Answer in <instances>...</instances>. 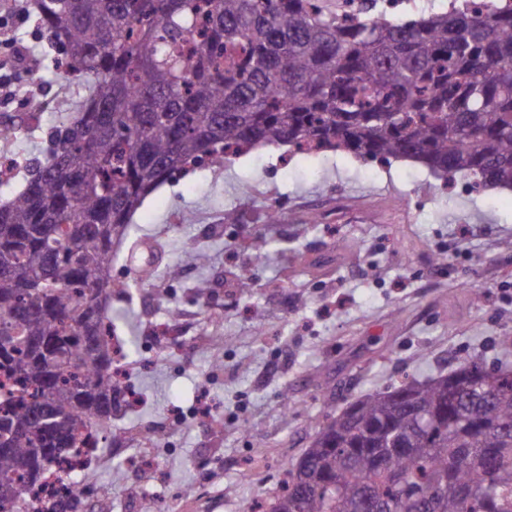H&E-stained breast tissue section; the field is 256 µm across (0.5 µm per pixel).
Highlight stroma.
I'll list each match as a JSON object with an SVG mask.
<instances>
[{
    "mask_svg": "<svg viewBox=\"0 0 512 512\" xmlns=\"http://www.w3.org/2000/svg\"><path fill=\"white\" fill-rule=\"evenodd\" d=\"M4 8L14 22L0 27V47H10L17 77L0 91V117L21 126L13 150L32 163L74 88L26 0H0ZM30 71L39 88L23 81ZM35 95L49 104L28 130L10 104ZM276 200L280 221L266 223ZM176 214L181 223H172ZM258 234L283 253L255 259L249 243ZM130 237L150 241L166 264L187 245L205 261L176 281L160 274L152 287L113 295L116 334L135 346L127 364L142 397L113 426L133 436L174 409L191 412L201 395L224 424L190 417L161 433L164 447L145 468L131 465L133 447L105 444V463L84 477L90 512H255L278 490L282 465L307 447L309 418L407 374L449 372L470 355L496 364L512 339V190L475 192L463 177L447 187L411 160L260 146L223 169L202 164L172 176L145 198ZM242 274L253 282L246 295L236 286ZM203 279L221 325H211L196 294ZM174 310L191 331L169 357H152V327ZM195 487L204 498L184 505L182 491Z\"/></svg>",
    "mask_w": 512,
    "mask_h": 512,
    "instance_id": "stroma-1",
    "label": "stroma"
}]
</instances>
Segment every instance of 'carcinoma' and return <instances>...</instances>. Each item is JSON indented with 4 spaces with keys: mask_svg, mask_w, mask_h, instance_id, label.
I'll use <instances>...</instances> for the list:
<instances>
[{
    "mask_svg": "<svg viewBox=\"0 0 512 512\" xmlns=\"http://www.w3.org/2000/svg\"><path fill=\"white\" fill-rule=\"evenodd\" d=\"M320 0H31L79 88L43 162L0 201V367L32 397L0 402V512H23L83 417L109 427L114 245L143 198L185 165L258 145L412 159L476 189H512V0H450L395 21ZM202 23L200 47L184 32ZM259 259L279 253L263 235ZM204 255L189 246L166 272ZM269 512H512V366L467 357L321 421Z\"/></svg>",
    "mask_w": 512,
    "mask_h": 512,
    "instance_id": "cac0c4a2",
    "label": "carcinoma"
}]
</instances>
